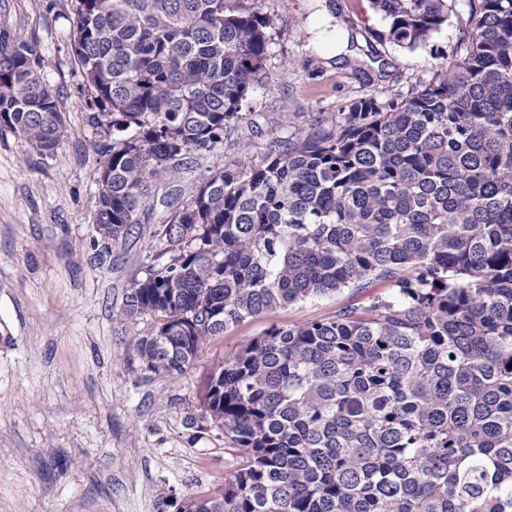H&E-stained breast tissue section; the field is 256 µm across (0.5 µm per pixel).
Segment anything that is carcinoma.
<instances>
[{"label": "carcinoma", "mask_w": 512, "mask_h": 512, "mask_svg": "<svg viewBox=\"0 0 512 512\" xmlns=\"http://www.w3.org/2000/svg\"><path fill=\"white\" fill-rule=\"evenodd\" d=\"M376 33L429 44L449 0H370ZM430 79L349 99L332 128L269 137L194 194L162 196L123 318L155 319L144 371L180 376L228 328L305 299L391 293L271 325L215 368L205 419L237 447L217 497L177 512H512V0H468ZM72 50L100 135L107 251L153 220L154 184L241 148L266 70L258 0H75ZM36 45L0 33V129L55 154Z\"/></svg>", "instance_id": "1"}]
</instances>
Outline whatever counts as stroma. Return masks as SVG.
Segmentation results:
<instances>
[{
	"instance_id": "1",
	"label": "stroma",
	"mask_w": 512,
	"mask_h": 512,
	"mask_svg": "<svg viewBox=\"0 0 512 512\" xmlns=\"http://www.w3.org/2000/svg\"><path fill=\"white\" fill-rule=\"evenodd\" d=\"M278 16L267 76L248 104L250 158L271 132L330 129L341 105L427 79V50L374 38L368 0H261ZM73 0H0V31L36 43L59 101L63 134L43 156L0 130V512H158L170 494L214 496L236 449L223 430L198 429L212 370L271 324L333 315L344 292L311 298L211 339L180 376L144 372L121 308L150 247V226L97 258L93 224L101 158L90 91L73 54ZM351 44L327 53L318 28ZM290 61L282 69V61Z\"/></svg>"
}]
</instances>
